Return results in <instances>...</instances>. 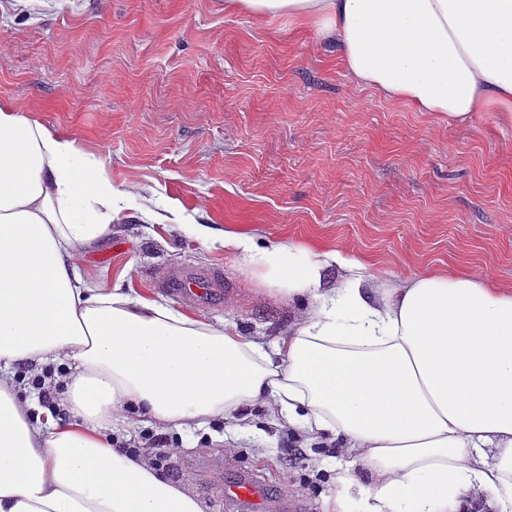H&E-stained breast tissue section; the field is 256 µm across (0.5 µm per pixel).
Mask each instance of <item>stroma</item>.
<instances>
[{
    "mask_svg": "<svg viewBox=\"0 0 512 512\" xmlns=\"http://www.w3.org/2000/svg\"><path fill=\"white\" fill-rule=\"evenodd\" d=\"M92 154L130 194L125 219L81 270L124 275L174 310L242 335H284L300 308L264 289L233 249L208 248L175 222L258 240L317 244L394 282L460 269L512 288V124L479 112L455 125L356 86L333 47L287 17L260 20L224 0H0V106ZM193 267L224 283L221 306L159 286ZM247 422L181 431L114 420L108 439L167 435L175 484L204 512H249L225 487L260 484L267 512H325L337 466L369 477L355 452L305 439L261 406Z\"/></svg>",
    "mask_w": 512,
    "mask_h": 512,
    "instance_id": "stroma-1",
    "label": "stroma"
}]
</instances>
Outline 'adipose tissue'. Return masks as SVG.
<instances>
[{
	"instance_id": "adipose-tissue-1",
	"label": "adipose tissue",
	"mask_w": 512,
	"mask_h": 512,
	"mask_svg": "<svg viewBox=\"0 0 512 512\" xmlns=\"http://www.w3.org/2000/svg\"><path fill=\"white\" fill-rule=\"evenodd\" d=\"M224 6L315 30L357 85L418 111L465 124L493 108L512 122V0ZM126 198L74 139L0 108V512H203L104 430L130 408L181 429L258 404L356 451L371 483L337 469L339 512H460L474 492L512 512V289L461 270L381 284L336 250L190 225L302 306L264 343L84 278ZM58 361V401L37 407L16 368Z\"/></svg>"
}]
</instances>
